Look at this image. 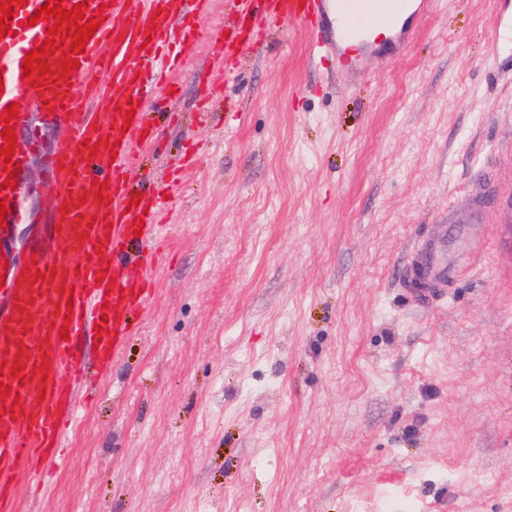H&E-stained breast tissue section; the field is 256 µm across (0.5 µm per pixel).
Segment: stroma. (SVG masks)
Here are the masks:
<instances>
[{
    "label": "stroma",
    "instance_id": "obj_1",
    "mask_svg": "<svg viewBox=\"0 0 512 512\" xmlns=\"http://www.w3.org/2000/svg\"><path fill=\"white\" fill-rule=\"evenodd\" d=\"M497 0H439L394 62L332 77L299 25L195 42L133 176L166 261L121 360L20 512H512V250L472 221L512 176ZM34 221L49 208L33 119ZM460 277L418 303L422 242Z\"/></svg>",
    "mask_w": 512,
    "mask_h": 512
}]
</instances>
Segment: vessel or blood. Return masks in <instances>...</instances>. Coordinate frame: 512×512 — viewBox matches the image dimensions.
Here are the masks:
<instances>
[{
  "label": "vessel or blood",
  "instance_id": "vessel-or-blood-1",
  "mask_svg": "<svg viewBox=\"0 0 512 512\" xmlns=\"http://www.w3.org/2000/svg\"><path fill=\"white\" fill-rule=\"evenodd\" d=\"M46 0L13 7L10 31L0 39V113L32 98L43 119L57 124L60 146L44 159L52 206L41 224H27L23 189L29 154L17 145L0 157V512H17V482L42 480L41 464L58 458L67 431L92 400L88 357L100 369L117 359L137 329L132 312L145 307L154 279L153 249L161 238L156 192L135 196L129 173L135 144H152L159 128L145 129L147 83L168 87L200 32L204 0H64L82 5L101 24L78 52L69 82L31 87L23 59L46 41L47 22L33 15ZM437 0H239L243 21L262 27L268 17L306 26L311 50L349 74L363 71L348 56L392 60L409 47ZM392 30L388 43L369 42L374 21ZM133 110L125 120L124 110ZM98 154H91V146ZM13 187H5L8 172ZM104 193H97V183ZM407 281L424 292L441 288L458 270L436 245L407 262ZM96 349L86 354V337Z\"/></svg>",
  "mask_w": 512,
  "mask_h": 512
}]
</instances>
